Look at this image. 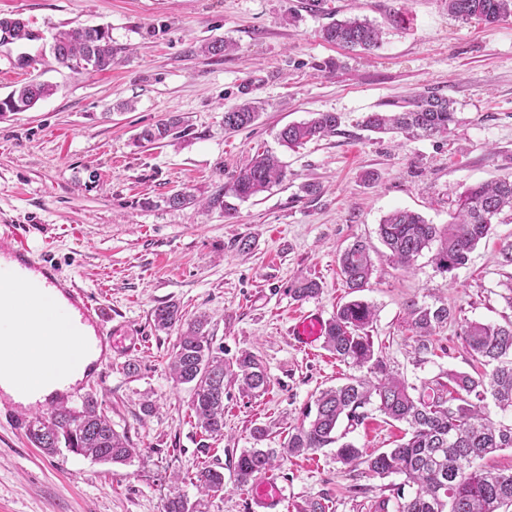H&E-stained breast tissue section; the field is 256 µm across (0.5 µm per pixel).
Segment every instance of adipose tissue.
Here are the masks:
<instances>
[{"label": "adipose tissue", "instance_id": "ef3b65f1", "mask_svg": "<svg viewBox=\"0 0 512 512\" xmlns=\"http://www.w3.org/2000/svg\"><path fill=\"white\" fill-rule=\"evenodd\" d=\"M43 300L42 289L0 284V389L25 404L82 380L97 359L65 330L64 299L49 317L39 314Z\"/></svg>", "mask_w": 512, "mask_h": 512}]
</instances>
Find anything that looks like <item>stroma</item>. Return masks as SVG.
I'll return each mask as SVG.
<instances>
[{
	"label": "stroma",
	"mask_w": 512,
	"mask_h": 512,
	"mask_svg": "<svg viewBox=\"0 0 512 512\" xmlns=\"http://www.w3.org/2000/svg\"><path fill=\"white\" fill-rule=\"evenodd\" d=\"M0 16L28 21L36 34L0 44V97L29 80L54 88L34 108L0 115V225H31L62 275L125 332V350L113 353L93 394L135 450L126 464L49 455L0 413V512H163L178 494L200 512H253L250 488L235 476L240 453L281 447L318 392L352 373L323 346L296 348L289 325L309 310L332 318L348 301L338 256L354 239L371 247L362 297L375 309V351L409 385L479 370L462 325L512 321V267L496 261L512 223L495 225L467 264L448 273L427 251L412 270L399 268L377 236L382 217L398 209L448 223L466 187L512 175V17L464 22L445 0H0ZM349 17L380 29L378 49L323 40L325 27ZM78 25L109 29L119 50L111 69L76 71L53 60V35ZM216 38L234 51L202 54ZM23 54L32 59L24 68ZM424 91L453 100L458 122L448 135L414 139L362 126L366 113ZM247 98L263 101L258 120L225 130V111ZM315 112L338 113L337 134L280 147L278 131ZM171 113L184 117L186 136L135 145L136 134ZM264 149L285 163L283 183L248 200L227 197L230 217L201 206ZM178 190L198 204L168 208L165 198ZM146 197L154 208H141ZM300 277L318 280L320 294L293 300L289 288ZM413 300L452 313L425 353L409 326ZM168 302L190 317L208 315L225 363L251 351L267 369L259 397L227 386L223 435L197 426L189 386L168 375L177 333L155 330L151 317ZM146 400L152 413L141 409ZM258 426L268 430L260 443ZM403 430L374 411L347 439L371 453L395 447ZM204 466L223 472V491L198 493L192 478ZM272 474L288 488L284 512L310 499L324 500L327 512H374L402 481L348 469L329 448Z\"/></svg>",
	"instance_id": "35a3bbf8"
}]
</instances>
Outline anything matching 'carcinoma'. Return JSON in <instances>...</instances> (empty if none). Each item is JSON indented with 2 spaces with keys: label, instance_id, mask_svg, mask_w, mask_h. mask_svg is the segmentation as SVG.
<instances>
[{
  "label": "carcinoma",
  "instance_id": "obj_1",
  "mask_svg": "<svg viewBox=\"0 0 512 512\" xmlns=\"http://www.w3.org/2000/svg\"><path fill=\"white\" fill-rule=\"evenodd\" d=\"M448 12L468 21L478 18L488 25L512 15V0H446ZM325 41L347 48L371 51L379 47L380 31L365 20L336 21L323 30ZM33 40V33L20 19L0 18V44ZM117 49L109 32L98 27H76L54 35L53 56L68 68L104 71L112 67ZM53 93L50 86L30 81L0 98V114L25 111ZM262 110L261 102L246 100L224 112V128L238 131L252 125ZM457 122L453 102L434 92H423L395 112H371L363 120L372 132L408 133L420 137L445 135ZM341 117L335 112H316L303 122L289 123L278 133L288 148L300 147L336 133ZM188 126L179 115H171L143 129L135 144L162 143L185 135ZM286 178L279 158L268 152L246 160L232 182L220 186L205 202L209 208L224 207V194L247 200ZM512 222V176L466 188L457 203L454 220L442 227L429 224L410 211L395 210L378 225V235L392 261L409 269L425 250L435 249L431 258L440 272H450L468 261L469 254L491 234L493 225ZM340 275L352 299L336 310L325 324L324 348L340 361L367 368L368 375L350 376L345 382L324 389L314 400V413H306L299 425L288 432L282 449L250 448L238 456L236 480L247 484L274 468L286 456H302L336 446V462L346 467L366 465L380 478L404 476V484L415 491L405 496L404 488L394 493V512H501L512 508V471L492 472L476 461L504 448H512V424L492 419L483 401L492 397L503 412L512 411V321L487 324L478 321L462 326V335L474 357L493 366L491 372L471 375L448 371L427 381L421 388L408 385L394 375L376 356L369 327L374 308L359 297L369 287L373 274L370 246L363 240L349 244L338 257ZM320 291L314 279L298 280L289 292L296 301H306ZM447 305L409 304L412 330L423 338L418 344L428 350L424 338L447 323ZM159 331L180 329L169 364V375L177 384L192 386L191 406L197 425L209 435L224 432V379L229 377L246 396L266 392L268 375L262 361L243 352L235 367L224 364V350L214 347L206 315L187 318L180 306L167 303L153 312ZM392 421L407 425V432L394 448L364 454L342 438L349 429L363 423L369 408ZM27 436L48 454L64 447L76 454L109 463H123L134 452L125 435L98 409L88 396L81 408L56 406L44 416L34 415ZM198 491L217 493L224 488V473L203 467L195 472Z\"/></svg>",
  "mask_w": 512,
  "mask_h": 512
}]
</instances>
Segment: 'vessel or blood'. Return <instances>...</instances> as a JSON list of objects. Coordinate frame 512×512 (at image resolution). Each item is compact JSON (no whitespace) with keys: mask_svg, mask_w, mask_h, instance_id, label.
I'll return each instance as SVG.
<instances>
[{"mask_svg":"<svg viewBox=\"0 0 512 512\" xmlns=\"http://www.w3.org/2000/svg\"><path fill=\"white\" fill-rule=\"evenodd\" d=\"M0 269L8 271L11 279L33 282L48 294H60L79 318L80 324L90 329L100 350L101 358H108L122 344L120 329L111 327L112 314L92 302L86 291L74 282L61 277L49 256L38 253L26 234L17 227L0 230ZM321 312L307 311L296 317L291 327L294 342L302 348L315 345L324 332ZM251 501L258 512H281L286 501L284 488L276 478L262 476L251 487Z\"/></svg>","mask_w":512,"mask_h":512,"instance_id":"1","label":"vessel or blood"}]
</instances>
